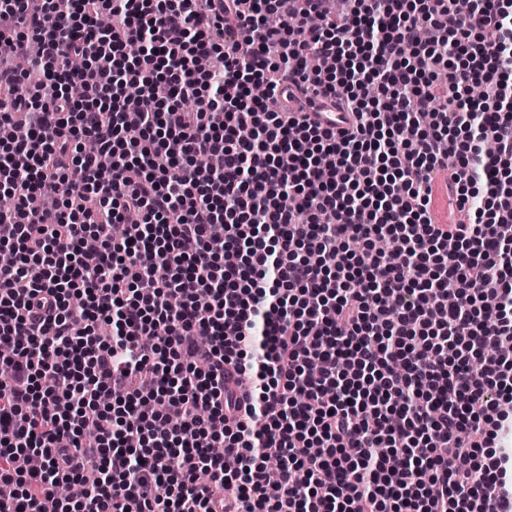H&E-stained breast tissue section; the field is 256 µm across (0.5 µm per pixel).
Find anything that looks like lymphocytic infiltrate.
Returning <instances> with one entry per match:
<instances>
[{"mask_svg": "<svg viewBox=\"0 0 512 512\" xmlns=\"http://www.w3.org/2000/svg\"><path fill=\"white\" fill-rule=\"evenodd\" d=\"M345 2L0 0V512H512V0ZM434 214L440 224H456L464 219V212L449 204L443 177L437 178L435 183Z\"/></svg>", "mask_w": 512, "mask_h": 512, "instance_id": "obj_1", "label": "lymphocytic infiltrate"}]
</instances>
